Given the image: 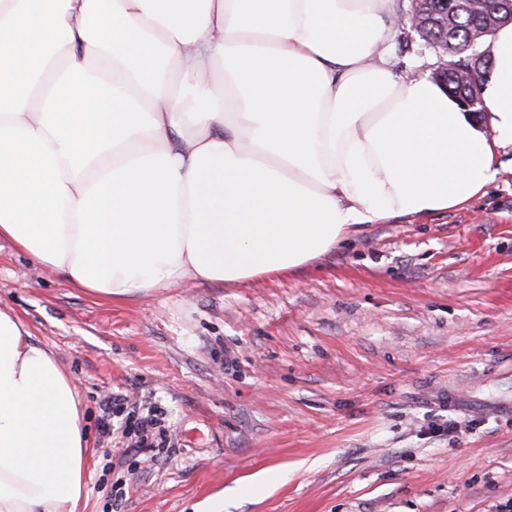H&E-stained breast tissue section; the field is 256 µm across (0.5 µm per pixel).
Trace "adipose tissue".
<instances>
[{
    "label": "adipose tissue",
    "instance_id": "1",
    "mask_svg": "<svg viewBox=\"0 0 512 512\" xmlns=\"http://www.w3.org/2000/svg\"><path fill=\"white\" fill-rule=\"evenodd\" d=\"M388 3L0 0V240L112 300L468 203L512 147V23L482 124L395 76ZM85 458L70 379L0 309V512H78Z\"/></svg>",
    "mask_w": 512,
    "mask_h": 512
}]
</instances>
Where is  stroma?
<instances>
[{"label": "stroma", "mask_w": 512, "mask_h": 512, "mask_svg": "<svg viewBox=\"0 0 512 512\" xmlns=\"http://www.w3.org/2000/svg\"><path fill=\"white\" fill-rule=\"evenodd\" d=\"M468 205L285 275L120 301L0 242V309L81 401L79 512H499L512 501V148ZM119 393L165 413L137 454Z\"/></svg>", "instance_id": "35a3bbf8"}]
</instances>
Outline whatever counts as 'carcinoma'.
Returning <instances> with one entry per match:
<instances>
[{"label": "carcinoma", "instance_id": "carcinoma-1", "mask_svg": "<svg viewBox=\"0 0 512 512\" xmlns=\"http://www.w3.org/2000/svg\"><path fill=\"white\" fill-rule=\"evenodd\" d=\"M487 8L497 13V22L486 24V14L473 7L470 0H426L422 28L407 37L399 34L400 44L414 56L432 55L441 67L439 84L458 101L468 98L472 84L461 79L468 67L467 47L472 34L483 28L492 35L500 26L512 21L509 0H490Z\"/></svg>", "mask_w": 512, "mask_h": 512}]
</instances>
